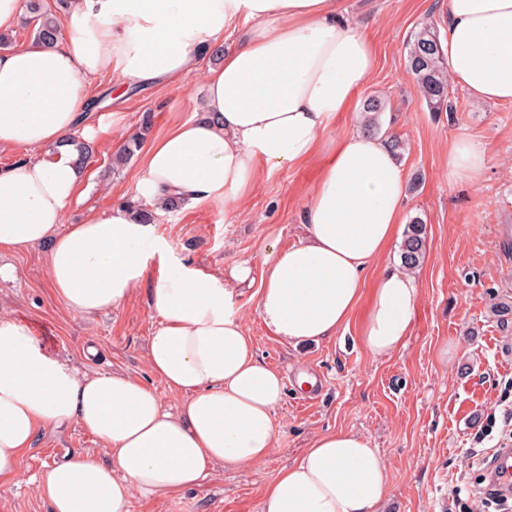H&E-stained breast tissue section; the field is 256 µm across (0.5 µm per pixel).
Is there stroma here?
I'll return each instance as SVG.
<instances>
[{
	"label": "stroma",
	"mask_w": 512,
	"mask_h": 512,
	"mask_svg": "<svg viewBox=\"0 0 512 512\" xmlns=\"http://www.w3.org/2000/svg\"><path fill=\"white\" fill-rule=\"evenodd\" d=\"M343 5L374 41L377 65L357 92L353 111L340 113L321 142L330 145L363 124L366 99L381 101L380 128L402 144L403 218L426 224L411 333L392 356H372L362 342L371 301L366 295L348 328L336 336L283 344L268 335L258 317L254 283L240 288L235 310L255 352L285 382L275 414L278 448L251 471L218 470L199 486L162 499L134 495L130 512H260L262 490L280 469L298 459L315 436L339 429L363 434L385 460L391 486L385 512H459L452 500L456 494L471 512H503L495 503H483L480 476L492 449L512 447V433L489 422L499 404L512 402V336L504 335L488 312L492 298L512 300V103L476 101L454 83V111L428 110L407 69L406 42L424 17L445 28L446 0H343ZM89 96L87 123L113 113L112 140L121 144L139 132L143 113H150L154 134L197 118L203 75L190 73L182 87L171 90L137 88L116 101L95 84ZM459 138L486 152L475 179L448 178V151ZM111 158L108 147L96 146L85 171L88 191L68 223H79L91 208L108 210L131 193L140 157L116 169ZM319 167L315 157L289 168H260L242 200L157 212L155 233L167 242L173 263L218 275L245 260L255 282L271 248L302 239L303 193ZM47 250L43 244L0 256V264L14 270L11 278H0V314L18 320L47 352L80 371L125 374L154 388L166 407H178L180 397L151 373L145 359L159 323L150 288L165 267L150 259L144 281L119 307L88 318L66 311L48 287ZM90 346L96 354L88 358L84 350ZM306 371L321 380L311 400L298 384ZM76 455L102 459L106 453L74 422L40 432L22 456L18 476L0 482V512H51L35 480Z\"/></svg>",
	"instance_id": "35a3bbf8"
}]
</instances>
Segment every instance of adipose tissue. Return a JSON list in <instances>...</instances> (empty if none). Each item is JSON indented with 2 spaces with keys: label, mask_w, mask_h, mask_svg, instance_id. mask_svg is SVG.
<instances>
[{
  "label": "adipose tissue",
  "mask_w": 512,
  "mask_h": 512,
  "mask_svg": "<svg viewBox=\"0 0 512 512\" xmlns=\"http://www.w3.org/2000/svg\"><path fill=\"white\" fill-rule=\"evenodd\" d=\"M248 23L246 38L224 36ZM441 47L451 79L481 102H512V0H448ZM219 50L204 75L201 118L149 140L131 201L221 205L243 198L259 165L290 167L312 157L337 113L350 111L376 66L342 0H74L54 47L0 51V151L41 149L0 168V254L48 244L50 288L73 314L117 308L144 279L146 250L166 256L153 225L131 201L67 216L82 194L81 143L109 123L83 122L87 87L113 79L125 96L177 84ZM406 198V179L384 136L352 128L325 152L307 194L304 242L268 255L257 312L282 343L320 342L344 329L367 268L384 256ZM248 262L205 274L181 267L151 290L160 316L147 352L150 371L181 396L166 409L155 390L123 375L79 373L47 354L15 319L0 316V478L19 472L38 431L75 422L107 461L81 456L37 480L52 512H129L133 494L160 497L199 486L216 468L263 464L281 433V373L257 359L234 312ZM419 288L406 269L375 281L362 339L391 356L410 334ZM389 493L384 459L357 431L314 438L262 493L261 512H381Z\"/></svg>",
  "instance_id": "ef3b65f1"
}]
</instances>
